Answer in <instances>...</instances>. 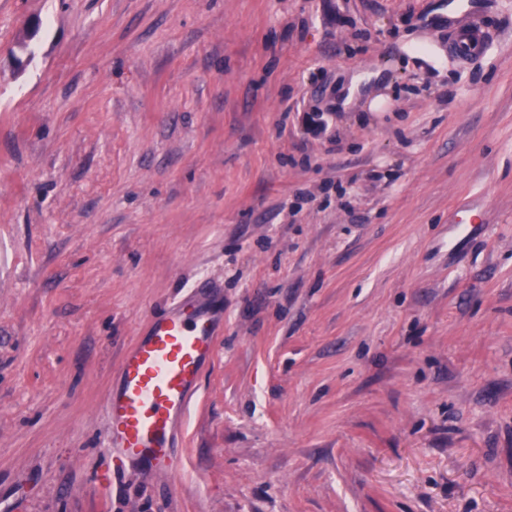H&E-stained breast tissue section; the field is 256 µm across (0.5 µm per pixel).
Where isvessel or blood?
<instances>
[{"label": "vessel or blood", "mask_w": 512, "mask_h": 512, "mask_svg": "<svg viewBox=\"0 0 512 512\" xmlns=\"http://www.w3.org/2000/svg\"><path fill=\"white\" fill-rule=\"evenodd\" d=\"M488 40L486 23L475 22L453 34L449 49L467 56ZM221 306H202L185 298L159 316L148 335L118 364V387L106 411V436L121 456L136 461L147 481L174 474L176 422L189 412L204 361L214 350Z\"/></svg>", "instance_id": "b4317fda"}]
</instances>
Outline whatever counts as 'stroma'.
Returning <instances> with one entry per match:
<instances>
[{"label": "stroma", "instance_id": "stroma-1", "mask_svg": "<svg viewBox=\"0 0 512 512\" xmlns=\"http://www.w3.org/2000/svg\"><path fill=\"white\" fill-rule=\"evenodd\" d=\"M205 280L144 482L106 403ZM0 512H512V0H0ZM489 26L484 22H473L463 31H457L448 41V47L461 57H466L472 49L480 47L488 42Z\"/></svg>", "mask_w": 512, "mask_h": 512}]
</instances>
